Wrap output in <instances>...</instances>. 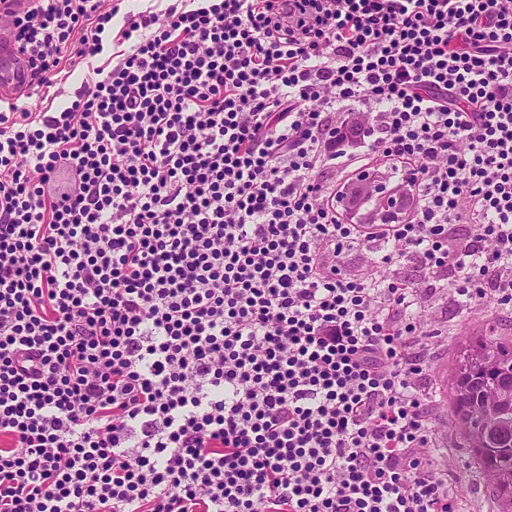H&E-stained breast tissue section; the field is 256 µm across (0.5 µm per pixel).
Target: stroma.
Segmentation results:
<instances>
[{
	"mask_svg": "<svg viewBox=\"0 0 512 512\" xmlns=\"http://www.w3.org/2000/svg\"><path fill=\"white\" fill-rule=\"evenodd\" d=\"M88 74L89 67L78 66L66 80L25 99V107L32 112H53L67 106L74 100ZM428 304L438 318L440 334L419 340L428 363L421 388L434 400L437 423L435 453L439 466L448 476V485L458 500L460 512H493L489 483L477 473L449 415L446 381L452 355L463 337L482 331L491 324L495 325L499 335L512 336V307L497 305L490 293L465 306L457 303L452 291L442 289L433 293Z\"/></svg>",
	"mask_w": 512,
	"mask_h": 512,
	"instance_id": "stroma-1",
	"label": "stroma"
}]
</instances>
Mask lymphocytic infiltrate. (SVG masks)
Wrapping results in <instances>:
<instances>
[{"mask_svg":"<svg viewBox=\"0 0 512 512\" xmlns=\"http://www.w3.org/2000/svg\"><path fill=\"white\" fill-rule=\"evenodd\" d=\"M119 14L0 113V512H459L418 342L512 305V0H33L32 90ZM365 137L406 222L335 206ZM89 67H87V64L79 65L69 73L66 80L63 79L57 85L47 89L44 88L40 93L24 99L25 107L30 112H55L67 106L70 101L75 99L83 80L89 75V69L92 73L91 64H89ZM372 246V245H368ZM368 246H364L362 248H355L350 250L345 255V267L347 273L356 279H362L369 275L370 266H369V252L367 248Z\"/></svg>","mask_w":512,"mask_h":512,"instance_id":"lymphocytic-infiltrate-1","label":"lymphocytic infiltrate"}]
</instances>
